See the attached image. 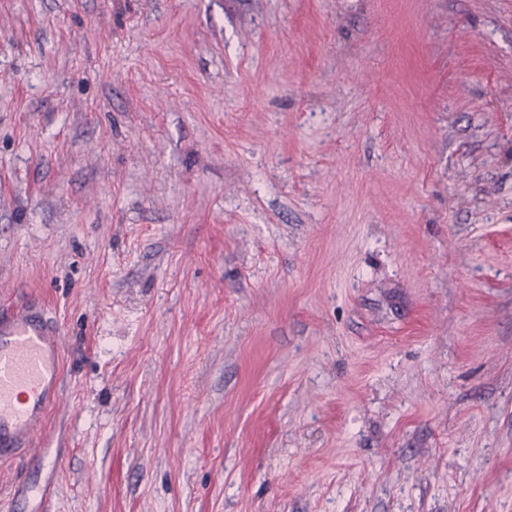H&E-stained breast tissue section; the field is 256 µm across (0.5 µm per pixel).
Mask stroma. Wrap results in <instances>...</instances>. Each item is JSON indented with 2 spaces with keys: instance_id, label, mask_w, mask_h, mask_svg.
I'll list each match as a JSON object with an SVG mask.
<instances>
[{
  "instance_id": "35a3bbf8",
  "label": "stroma",
  "mask_w": 512,
  "mask_h": 512,
  "mask_svg": "<svg viewBox=\"0 0 512 512\" xmlns=\"http://www.w3.org/2000/svg\"><path fill=\"white\" fill-rule=\"evenodd\" d=\"M31 512H512V0H0ZM63 379L57 326L40 301L0 312V463L37 448Z\"/></svg>"
}]
</instances>
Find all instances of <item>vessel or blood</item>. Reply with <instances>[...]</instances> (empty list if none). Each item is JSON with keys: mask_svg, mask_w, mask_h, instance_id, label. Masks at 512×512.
Masks as SVG:
<instances>
[{"mask_svg": "<svg viewBox=\"0 0 512 512\" xmlns=\"http://www.w3.org/2000/svg\"><path fill=\"white\" fill-rule=\"evenodd\" d=\"M59 332L42 302L0 312V463L38 445V433L60 400Z\"/></svg>", "mask_w": 512, "mask_h": 512, "instance_id": "1", "label": "vessel or blood"}]
</instances>
